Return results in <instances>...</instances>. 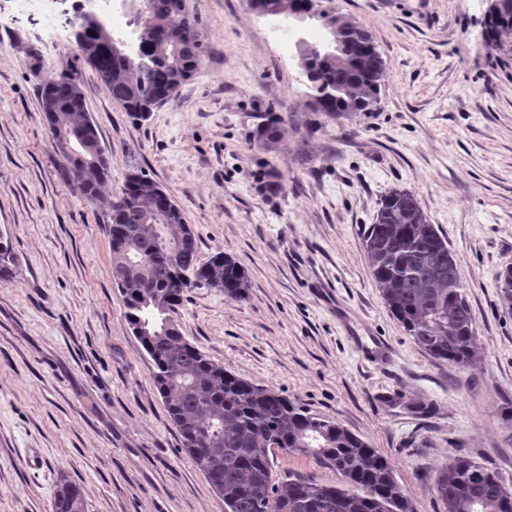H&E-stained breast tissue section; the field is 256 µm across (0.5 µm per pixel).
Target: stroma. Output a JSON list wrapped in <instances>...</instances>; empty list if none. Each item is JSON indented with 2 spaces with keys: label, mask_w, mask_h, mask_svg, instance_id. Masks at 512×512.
<instances>
[{
  "label": "stroma",
  "mask_w": 512,
  "mask_h": 512,
  "mask_svg": "<svg viewBox=\"0 0 512 512\" xmlns=\"http://www.w3.org/2000/svg\"><path fill=\"white\" fill-rule=\"evenodd\" d=\"M201 71L137 124L80 65L59 0L43 75L81 72L112 186L140 168L191 224L199 259L247 271L230 301L191 289L182 333L234 374L340 423L389 462L415 512L460 449L512 486V54L486 45L485 0H333L387 61L369 112H321L278 21L248 0H186ZM33 16L0 0V230L20 277L0 283V512H52L59 476L87 512H222L185 456L112 276L107 199L86 203L55 156L21 45ZM281 132L264 143L266 130ZM411 190L460 260L476 327L465 369L420 350L387 310L362 234ZM390 351L370 361L361 343Z\"/></svg>",
  "instance_id": "35a3bbf8"
}]
</instances>
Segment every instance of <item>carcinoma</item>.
I'll use <instances>...</instances> for the list:
<instances>
[{
	"label": "carcinoma",
	"instance_id": "1",
	"mask_svg": "<svg viewBox=\"0 0 512 512\" xmlns=\"http://www.w3.org/2000/svg\"><path fill=\"white\" fill-rule=\"evenodd\" d=\"M185 0H147L151 24L136 23L134 53L120 38L85 34L78 58L96 73L128 116L145 121L158 99L173 98L202 67V51L184 27ZM492 48L512 52V0H498L489 22ZM358 28L347 39L352 62L320 63L310 97L324 112H368L374 75L387 67ZM26 63L39 77L45 121L54 132L77 129L90 141L98 130L86 112L74 72L41 76L40 51L26 45ZM112 181L110 164L82 168L81 196L94 203ZM123 203L111 206L107 229L112 274L123 294L131 333L151 360L152 374L182 450L201 470L224 512H414L386 458L341 424L316 417L275 391L213 363L181 331L179 310L193 288L205 286L232 301L246 298L249 279L229 255L201 263L193 230L180 212L168 213L165 191L143 170L125 174ZM365 256L384 303L414 344L459 369L474 357L475 321L448 242L415 194L390 191L363 234ZM18 265L0 233V282L13 283ZM503 308L512 310V266L497 274ZM298 452L334 469L326 482L290 473L275 477L272 448ZM204 448L200 456L196 449ZM434 489L444 512H512V489L496 469L457 450L438 471ZM53 512H85L83 487L60 476Z\"/></svg>",
	"mask_w": 512,
	"mask_h": 512
}]
</instances>
